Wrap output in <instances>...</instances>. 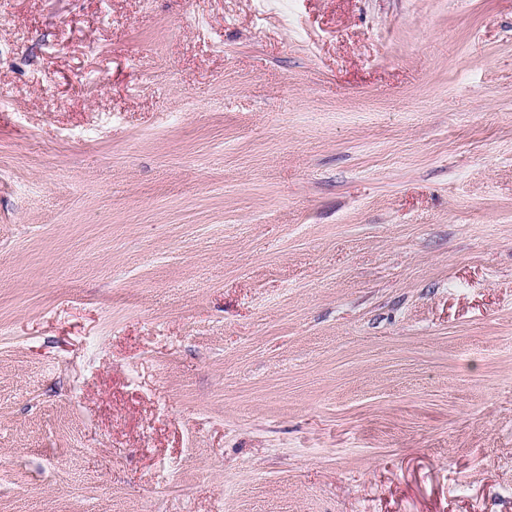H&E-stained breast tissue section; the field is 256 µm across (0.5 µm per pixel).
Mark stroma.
<instances>
[{
	"label": "stroma",
	"instance_id": "stroma-1",
	"mask_svg": "<svg viewBox=\"0 0 512 512\" xmlns=\"http://www.w3.org/2000/svg\"><path fill=\"white\" fill-rule=\"evenodd\" d=\"M0 512H512V0H0Z\"/></svg>",
	"mask_w": 512,
	"mask_h": 512
}]
</instances>
